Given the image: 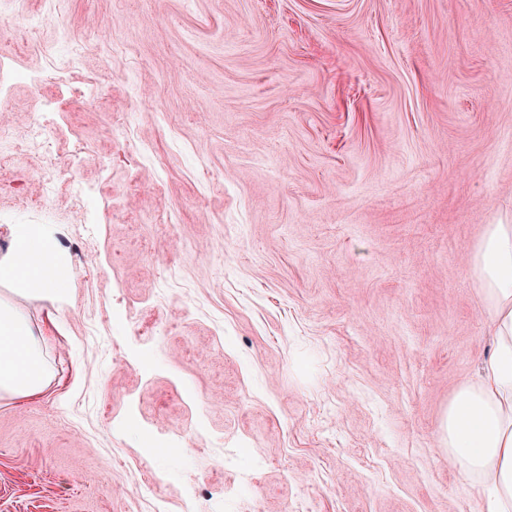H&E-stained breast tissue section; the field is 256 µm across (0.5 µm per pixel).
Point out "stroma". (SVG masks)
I'll return each instance as SVG.
<instances>
[{
	"instance_id": "obj_1",
	"label": "stroma",
	"mask_w": 512,
	"mask_h": 512,
	"mask_svg": "<svg viewBox=\"0 0 512 512\" xmlns=\"http://www.w3.org/2000/svg\"><path fill=\"white\" fill-rule=\"evenodd\" d=\"M60 7L85 41L16 35L0 124L84 151L47 180L28 147L0 255L58 225L74 300L19 301L53 384L0 399V512H150L147 448L172 512H486L441 427L491 351L469 256L512 224V0Z\"/></svg>"
}]
</instances>
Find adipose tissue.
I'll use <instances>...</instances> for the list:
<instances>
[{"label": "adipose tissue", "mask_w": 512, "mask_h": 512, "mask_svg": "<svg viewBox=\"0 0 512 512\" xmlns=\"http://www.w3.org/2000/svg\"><path fill=\"white\" fill-rule=\"evenodd\" d=\"M10 247L0 256V282L23 298L53 308L71 303L74 266L51 224H12ZM493 352L479 381L458 387L448 405L442 439L473 488H486L488 512H512V225H487L470 255ZM52 372L41 339L26 315L0 300V397L36 398ZM496 479L485 484L484 476Z\"/></svg>", "instance_id": "obj_1"}]
</instances>
